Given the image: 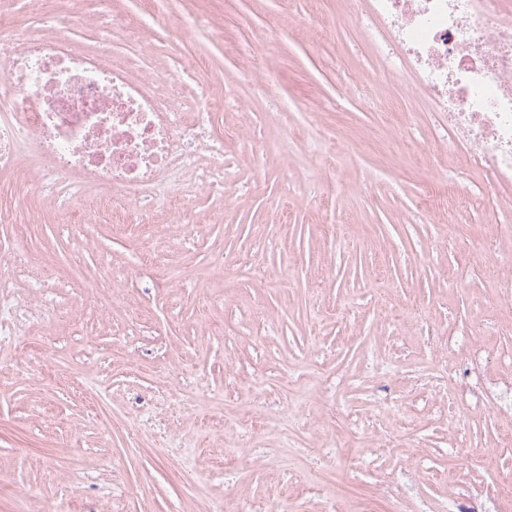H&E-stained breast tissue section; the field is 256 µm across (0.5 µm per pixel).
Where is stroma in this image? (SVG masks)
Returning a JSON list of instances; mask_svg holds the SVG:
<instances>
[{"label": "stroma", "instance_id": "obj_1", "mask_svg": "<svg viewBox=\"0 0 512 512\" xmlns=\"http://www.w3.org/2000/svg\"><path fill=\"white\" fill-rule=\"evenodd\" d=\"M188 15L204 21L189 36ZM366 22L367 0H174L157 16L112 0L75 28L76 48L174 78L186 105L232 103L226 201L181 180L201 219L182 246L174 224H99L85 247L0 175V239L27 258L0 284L44 356L0 368V512H381L385 472L406 512H453L460 486L512 477L488 414L469 407L452 435L439 403L457 352L508 366L491 301L512 291V186L485 190L463 150L447 159L444 121ZM452 187L468 203L448 225ZM492 262L508 275L489 278ZM112 266L125 279L97 287ZM75 372L109 420L53 379ZM386 435L399 452L378 453Z\"/></svg>", "mask_w": 512, "mask_h": 512}]
</instances>
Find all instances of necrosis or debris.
<instances>
[{
  "instance_id": "necrosis-or-debris-1",
  "label": "necrosis or debris",
  "mask_w": 512,
  "mask_h": 512,
  "mask_svg": "<svg viewBox=\"0 0 512 512\" xmlns=\"http://www.w3.org/2000/svg\"><path fill=\"white\" fill-rule=\"evenodd\" d=\"M52 1L36 36L0 10V172L18 174L23 193L52 186L76 227L187 223L180 198L162 213L153 203L183 170L223 200L224 137L212 131L223 104L202 96L183 111L155 78L74 50L68 0ZM368 12L446 120L449 145L488 186L512 184V0H368ZM448 378L499 421L498 450L511 449L512 384L475 362L449 364Z\"/></svg>"
}]
</instances>
